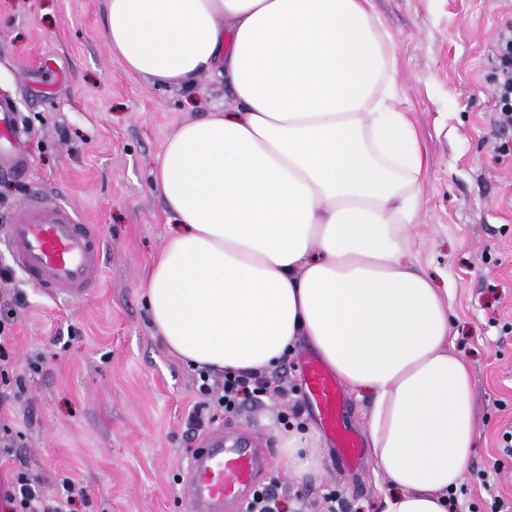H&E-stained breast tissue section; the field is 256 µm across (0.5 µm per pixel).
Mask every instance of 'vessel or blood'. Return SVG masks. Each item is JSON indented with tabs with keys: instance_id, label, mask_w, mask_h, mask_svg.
Instances as JSON below:
<instances>
[{
	"instance_id": "b4317fda",
	"label": "vessel or blood",
	"mask_w": 512,
	"mask_h": 512,
	"mask_svg": "<svg viewBox=\"0 0 512 512\" xmlns=\"http://www.w3.org/2000/svg\"><path fill=\"white\" fill-rule=\"evenodd\" d=\"M27 136V129L18 123L16 105L1 102V171L21 179L28 176L30 159L19 149ZM6 245L31 286L52 299L86 298L99 283L104 247L98 229L81 223L58 201L28 199L8 227ZM302 363L309 403L341 459L356 465L363 448L359 436L345 424L342 385L319 359L307 355ZM271 456V449L255 447L245 435H211L192 453L182 475L190 512H243Z\"/></svg>"
}]
</instances>
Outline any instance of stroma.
Here are the masks:
<instances>
[{
	"instance_id": "obj_1",
	"label": "stroma",
	"mask_w": 512,
	"mask_h": 512,
	"mask_svg": "<svg viewBox=\"0 0 512 512\" xmlns=\"http://www.w3.org/2000/svg\"><path fill=\"white\" fill-rule=\"evenodd\" d=\"M390 34L399 97L427 154L412 254L455 309L454 350L469 363L476 397V450L458 496L461 512L512 507V127L500 125L493 79L496 41L512 26V0H372ZM104 0H0V98L18 102L30 133L29 177L0 172V232L18 204L46 195L96 225L106 250L102 281L82 300H52L25 276L0 282V315L14 323L6 344L20 399L0 405V512L17 472L54 497L67 477L86 498L76 512H187L180 473L205 436L188 412L196 372L155 332L146 275L165 246L168 218L152 173L184 123L231 104L220 78L160 85L126 71L104 37ZM299 343L270 370L286 400H270L213 427L246 428L273 450L270 468L312 512L336 488L355 512H379L382 477L371 457L344 466L328 436L321 481L289 475L279 415L320 430L303 391ZM39 353L38 370L26 359Z\"/></svg>"
}]
</instances>
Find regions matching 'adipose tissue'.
<instances>
[{"label":"adipose tissue","mask_w":512,"mask_h":512,"mask_svg":"<svg viewBox=\"0 0 512 512\" xmlns=\"http://www.w3.org/2000/svg\"><path fill=\"white\" fill-rule=\"evenodd\" d=\"M105 38L130 72H214L233 98L152 174L173 222L147 273L159 336L194 368L243 373L308 342L370 400L381 512H448L476 448L472 375L450 296L411 259L427 159L370 0H105ZM281 446L322 479L314 434Z\"/></svg>","instance_id":"ef3b65f1"}]
</instances>
